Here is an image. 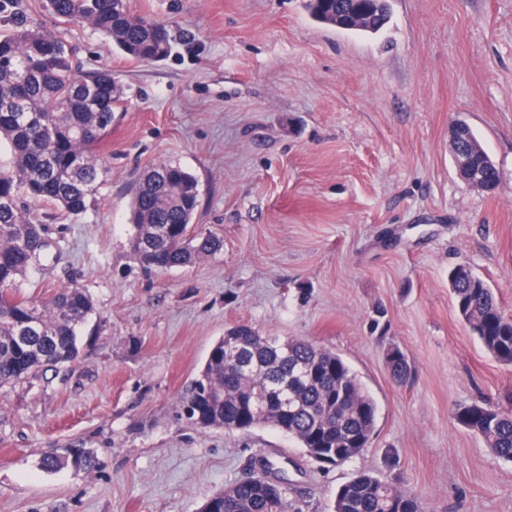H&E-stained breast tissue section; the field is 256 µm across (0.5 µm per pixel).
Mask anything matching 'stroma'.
Returning <instances> with one entry per match:
<instances>
[{
    "mask_svg": "<svg viewBox=\"0 0 512 512\" xmlns=\"http://www.w3.org/2000/svg\"><path fill=\"white\" fill-rule=\"evenodd\" d=\"M129 8L193 42L143 63L42 0L0 13V33L40 23L126 93L98 204L35 211L49 248L21 291L77 283L101 323L76 362L0 389V512H198L259 457L284 468L302 512H330L362 470L427 512H512V462L457 419L479 399L505 403L512 365L470 333L448 283L467 263L512 315V0H391L374 37L315 22L303 0ZM457 119L497 165L494 193L457 176ZM164 163L196 177L195 223L223 247L157 272L130 256L129 187ZM239 324L348 362L377 406L361 455L324 470L273 429L229 435L182 417V393ZM394 347L407 381L389 371ZM71 445L94 451L95 471L39 470L43 451Z\"/></svg>",
    "mask_w": 512,
    "mask_h": 512,
    "instance_id": "35a3bbf8",
    "label": "stroma"
}]
</instances>
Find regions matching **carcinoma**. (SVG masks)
Returning <instances> with one entry per match:
<instances>
[{
	"label": "carcinoma",
	"instance_id": "cac0c4a2",
	"mask_svg": "<svg viewBox=\"0 0 512 512\" xmlns=\"http://www.w3.org/2000/svg\"><path fill=\"white\" fill-rule=\"evenodd\" d=\"M320 24H339L362 36L380 34L391 21L389 0H305ZM45 9L67 22H80L112 48L140 61L169 57L172 27L134 15L127 0H45ZM123 88L106 68L83 72L73 65L66 42L33 25L0 36V388L36 376L48 366L75 362L81 336L96 308L85 289H59L50 298L25 297L17 282L48 248L43 225L27 205H51L78 215L95 202L108 168L100 148L112 132ZM460 146L479 189L492 192L500 172L476 133L465 126ZM131 254L160 271L188 266L218 251L221 240L191 233L200 200L196 178L163 164L131 174ZM455 308L484 349L512 364V316L503 312L490 285L475 273L448 272ZM240 355L247 367L229 360L224 338L212 346L197 378L182 397L185 417L202 429L248 432L271 427L294 440L317 464L320 457L344 465L367 447L376 405L357 374L336 352L302 337L263 334L242 326ZM393 376L410 374L399 349L388 353ZM263 391L266 410L254 414L248 394ZM499 458L512 461V410L486 401L457 414ZM88 448H50L38 465L46 473L96 467ZM259 470L227 484L199 512H302L289 497L288 479ZM332 512H423L409 490L361 472L341 485Z\"/></svg>",
	"mask_w": 512,
	"mask_h": 512
}]
</instances>
